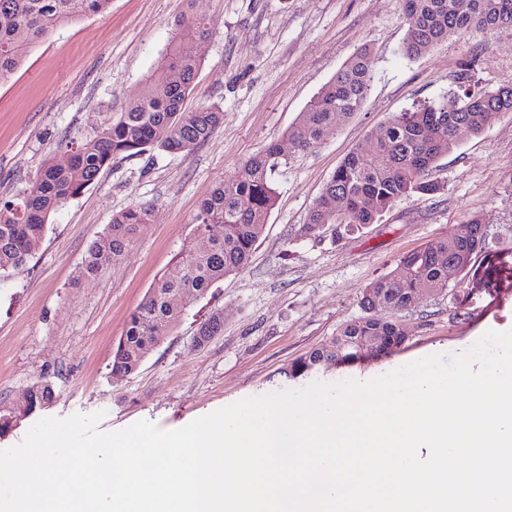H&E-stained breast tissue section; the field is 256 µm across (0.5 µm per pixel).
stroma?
Segmentation results:
<instances>
[{
  "mask_svg": "<svg viewBox=\"0 0 512 512\" xmlns=\"http://www.w3.org/2000/svg\"><path fill=\"white\" fill-rule=\"evenodd\" d=\"M215 28L198 54L190 108L215 105L224 122L192 153L154 150L114 158L98 181L51 214L33 257L0 277V409L49 384V405L0 434L18 444L47 417L104 412L99 428L145 420L164 430L239 400L304 388L284 370L364 317L366 284L407 253L451 236L479 216L488 244L452 292L404 313L410 338L390 357L360 360L311 378L367 381L416 360L466 351L485 332L512 330V116L485 133L462 134L431 173L438 189L383 213L377 223L326 226L301 236L310 207L343 158L372 146L389 116L446 93L465 63L486 89L512 85V27L437 45L411 59L402 51L403 0H112L43 39L0 81V198L12 196L63 146L92 137L137 97L187 7ZM371 50L372 81L360 110L314 147L287 149L273 182L277 200L249 265L197 301L170 335L122 381L112 351L131 312L194 239L200 200L289 127L359 48ZM153 207L124 255L77 281L90 246L113 214ZM224 330L205 347L196 329L213 309Z\"/></svg>",
  "mask_w": 512,
  "mask_h": 512,
  "instance_id": "obj_1",
  "label": "stroma"
}]
</instances>
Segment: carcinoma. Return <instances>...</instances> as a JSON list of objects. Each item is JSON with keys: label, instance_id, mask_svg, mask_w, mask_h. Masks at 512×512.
<instances>
[{"label": "carcinoma", "instance_id": "1", "mask_svg": "<svg viewBox=\"0 0 512 512\" xmlns=\"http://www.w3.org/2000/svg\"><path fill=\"white\" fill-rule=\"evenodd\" d=\"M112 0H0V81L17 70L43 39L88 15L106 11ZM403 52L417 58L450 37L512 27V0H404ZM214 29L212 20L183 15L163 61V73L145 81L142 92L94 136L67 150L68 163L48 160L28 184L0 199V275L21 269L40 243L48 217L93 185L112 159L152 149L190 153L224 122L215 106L184 107L201 66L197 41ZM370 51L364 47L346 61L299 113L288 130L296 150L316 145L324 132L359 111L370 89ZM512 114V85L486 90L464 68L450 93L412 110L398 112L376 129L367 152L352 150L341 161L313 203L301 232L315 237L327 224H374L397 203L431 194L428 179L438 161L457 147L454 132L467 127L480 135ZM281 144L270 143L242 163L237 176L222 181L201 200L193 219L195 238H209L201 249L182 250L130 314L112 355V377L137 371L147 354L170 334L190 306L218 282L242 272L262 236L276 202L272 174L282 165ZM341 209H336V200ZM152 209L135 206L112 216L105 234L88 250L77 279H88L119 260ZM215 224L224 233L211 235ZM487 230L472 216L456 232L402 257L385 275L363 289L362 307L385 312L345 323L332 342L292 363L289 377L347 363L363 355L359 336H406L401 314L424 298L451 292L486 248ZM224 329V314L213 311L202 322L196 344L203 346ZM52 389L28 390L23 415L51 403Z\"/></svg>", "mask_w": 512, "mask_h": 512}]
</instances>
